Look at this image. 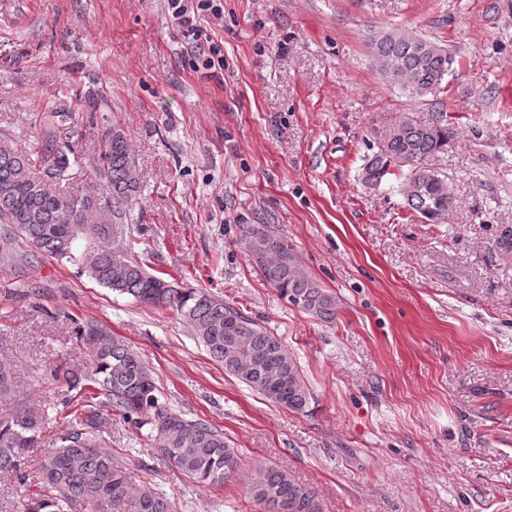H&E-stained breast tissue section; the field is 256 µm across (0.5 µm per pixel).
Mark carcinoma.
<instances>
[{
	"mask_svg": "<svg viewBox=\"0 0 512 512\" xmlns=\"http://www.w3.org/2000/svg\"><path fill=\"white\" fill-rule=\"evenodd\" d=\"M373 55L386 79L422 96L438 89L454 63L434 42L392 30L372 39ZM454 129L438 116L429 123L403 120L363 167L364 184L377 186L393 167H407L408 207L434 223L454 203L448 178L429 160L444 152ZM97 182L79 194L54 189L73 153L70 134L54 116L46 117L35 146H17L0 135V224L13 228L28 250L8 255L20 267L43 257L65 261L105 288L135 300L170 308L224 373L267 401L302 412L310 390L297 361L282 339L242 309L201 289L177 287L153 275L136 260L112 251V221H120L140 192V176L125 131L113 125L102 134ZM248 255L279 296L317 319L336 320V295L302 274L285 240L266 224H243ZM75 334L90 364L83 370L57 367L51 378L80 393L56 446L44 450L35 466L45 492L21 504L22 512H100L122 506L125 512H170L167 499L148 486L132 484L126 464L105 449L108 425L117 416L134 428L149 427L162 455L196 482L224 484L239 469L236 449L224 433L203 419L189 420L161 400L152 371L121 338L99 325L74 318ZM13 366L0 359V398L13 400ZM48 414L42 406L19 402L0 415V475H20L16 448L41 444ZM250 495L260 512H321L315 493L288 470L257 461Z\"/></svg>",
	"mask_w": 512,
	"mask_h": 512,
	"instance_id": "cac0c4a2",
	"label": "carcinoma"
}]
</instances>
